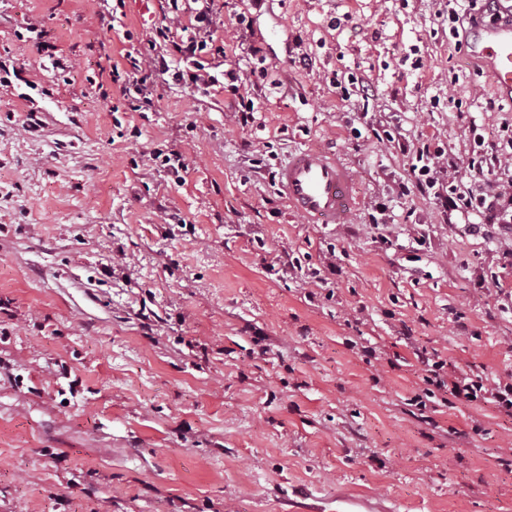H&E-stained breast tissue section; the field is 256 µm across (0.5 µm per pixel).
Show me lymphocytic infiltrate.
Wrapping results in <instances>:
<instances>
[{
    "label": "lymphocytic infiltrate",
    "mask_w": 512,
    "mask_h": 512,
    "mask_svg": "<svg viewBox=\"0 0 512 512\" xmlns=\"http://www.w3.org/2000/svg\"><path fill=\"white\" fill-rule=\"evenodd\" d=\"M216 0H166L162 21L148 42L146 54L134 61V69L171 73L178 82L212 87L219 81L207 61L214 49L211 31ZM178 38L186 58L184 67L170 68L159 46ZM469 147L463 154L449 152L439 135H432L411 153L410 181L401 184V194L417 190L433 198L446 223L471 224L473 231L495 224L512 229V124L500 126L487 137L476 130L464 136ZM444 361L431 362L423 381L448 390L456 398L493 401L512 414V382H488L484 373L445 375Z\"/></svg>",
    "instance_id": "obj_1"
}]
</instances>
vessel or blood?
<instances>
[{
  "label": "vessel or blood",
  "instance_id": "obj_1",
  "mask_svg": "<svg viewBox=\"0 0 512 512\" xmlns=\"http://www.w3.org/2000/svg\"><path fill=\"white\" fill-rule=\"evenodd\" d=\"M467 47L487 65L496 92L512 102V0H503L498 17L472 25ZM353 183L344 164L311 147L293 150L277 173L291 208L317 224L342 222L355 203Z\"/></svg>",
  "mask_w": 512,
  "mask_h": 512
}]
</instances>
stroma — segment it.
Here are the masks:
<instances>
[{
    "instance_id": "stroma-1",
    "label": "stroma",
    "mask_w": 512,
    "mask_h": 512,
    "mask_svg": "<svg viewBox=\"0 0 512 512\" xmlns=\"http://www.w3.org/2000/svg\"><path fill=\"white\" fill-rule=\"evenodd\" d=\"M445 4L223 0L216 41L243 14L267 56L257 81L208 58L249 83L243 123L230 92L159 72L146 116L96 87L132 74L162 0H0V62L18 70L0 84V512H512V417L411 403L425 354L512 374V235L400 195L408 155L345 125L385 110L405 144L436 132L461 151L469 128L512 122ZM348 72L368 104L342 107ZM299 146L352 167L343 223L290 212L270 171ZM383 200L395 220L377 226ZM336 94L342 103H352V98H365L368 95L369 84L363 77L349 73L338 78L336 74Z\"/></svg>"
}]
</instances>
